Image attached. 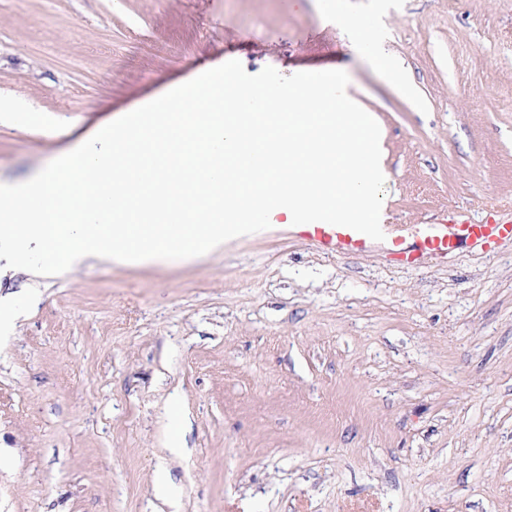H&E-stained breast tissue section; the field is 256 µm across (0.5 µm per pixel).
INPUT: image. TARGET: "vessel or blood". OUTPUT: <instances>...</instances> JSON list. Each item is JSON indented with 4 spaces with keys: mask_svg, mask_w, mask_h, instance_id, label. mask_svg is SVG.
I'll return each mask as SVG.
<instances>
[{
    "mask_svg": "<svg viewBox=\"0 0 512 512\" xmlns=\"http://www.w3.org/2000/svg\"><path fill=\"white\" fill-rule=\"evenodd\" d=\"M296 232L302 239L339 254L363 253L373 244L370 237L354 229L319 221L298 225ZM511 240L512 217L493 214L479 222L467 219L439 221L426 225L417 243L410 244L402 237L391 236L386 244L397 261L413 266L426 254L444 257L468 245L490 251Z\"/></svg>",
    "mask_w": 512,
    "mask_h": 512,
    "instance_id": "obj_1",
    "label": "vessel or blood"
}]
</instances>
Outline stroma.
<instances>
[{
  "label": "stroma",
  "instance_id": "1",
  "mask_svg": "<svg viewBox=\"0 0 512 512\" xmlns=\"http://www.w3.org/2000/svg\"><path fill=\"white\" fill-rule=\"evenodd\" d=\"M232 59L348 74L390 231L512 209V0H0V96L29 107L0 181ZM0 296V512H512V242L409 267L274 224L166 266L12 269ZM358 32L357 47L363 54L372 56L375 59H381V52L378 42L374 36V23L370 20L353 22Z\"/></svg>",
  "mask_w": 512,
  "mask_h": 512
}]
</instances>
